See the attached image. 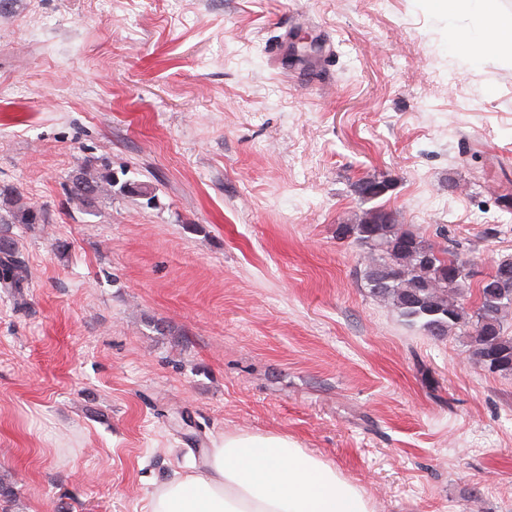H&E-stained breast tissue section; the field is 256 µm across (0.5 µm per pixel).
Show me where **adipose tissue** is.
Here are the masks:
<instances>
[{
  "instance_id": "ef3b65f1",
  "label": "adipose tissue",
  "mask_w": 512,
  "mask_h": 512,
  "mask_svg": "<svg viewBox=\"0 0 512 512\" xmlns=\"http://www.w3.org/2000/svg\"><path fill=\"white\" fill-rule=\"evenodd\" d=\"M473 62L512 55V21L455 40ZM150 512H372L361 489L284 434L225 436L204 468L163 484Z\"/></svg>"
}]
</instances>
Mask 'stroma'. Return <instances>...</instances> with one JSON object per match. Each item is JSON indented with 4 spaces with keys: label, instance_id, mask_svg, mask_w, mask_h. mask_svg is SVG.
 <instances>
[{
    "label": "stroma",
    "instance_id": "obj_1",
    "mask_svg": "<svg viewBox=\"0 0 512 512\" xmlns=\"http://www.w3.org/2000/svg\"><path fill=\"white\" fill-rule=\"evenodd\" d=\"M483 24L424 0H15L0 188L51 221L14 227L31 280L0 291V512H148L237 433L290 436L375 512H512V376L374 298L336 236L391 212L472 263L476 307L512 255V59L452 52ZM85 164L112 175L91 209L67 194Z\"/></svg>",
    "mask_w": 512,
    "mask_h": 512
}]
</instances>
